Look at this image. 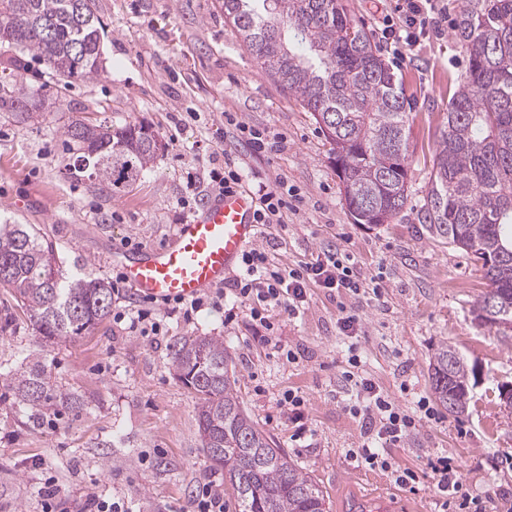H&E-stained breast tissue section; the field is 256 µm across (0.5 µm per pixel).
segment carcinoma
I'll list each match as a JSON object with an SVG mask.
<instances>
[{"label": "carcinoma", "mask_w": 512, "mask_h": 512, "mask_svg": "<svg viewBox=\"0 0 512 512\" xmlns=\"http://www.w3.org/2000/svg\"><path fill=\"white\" fill-rule=\"evenodd\" d=\"M224 17L243 45L310 112L333 144L343 198L354 223L390 224L408 199L406 99L346 0H224ZM467 69L448 103L424 204L429 237L472 256L485 292L472 310L496 303L482 326L512 321V0H462L453 24ZM103 26L95 0H0V40L22 47L68 81L99 75ZM10 105L25 121L44 107L10 73ZM78 152L75 171L118 196L161 147L145 124L73 119L64 130ZM0 288L49 339L80 336L112 310V288L91 273L68 275L30 224H0ZM174 377L198 400V435L238 512H328L312 475L257 425L231 381L221 336L173 343ZM17 404L83 406L51 382L44 365L5 374ZM433 396L448 414H467L475 368L443 343L431 356Z\"/></svg>", "instance_id": "1"}]
</instances>
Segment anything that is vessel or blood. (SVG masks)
Instances as JSON below:
<instances>
[{
	"label": "vessel or blood",
	"mask_w": 512,
	"mask_h": 512,
	"mask_svg": "<svg viewBox=\"0 0 512 512\" xmlns=\"http://www.w3.org/2000/svg\"><path fill=\"white\" fill-rule=\"evenodd\" d=\"M256 201L245 191L212 196L167 243L118 252L125 283L139 298L192 300L222 284L258 238Z\"/></svg>",
	"instance_id": "obj_1"
}]
</instances>
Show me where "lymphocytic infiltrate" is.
<instances>
[{
	"instance_id": "obj_1",
	"label": "lymphocytic infiltrate",
	"mask_w": 512,
	"mask_h": 512,
	"mask_svg": "<svg viewBox=\"0 0 512 512\" xmlns=\"http://www.w3.org/2000/svg\"><path fill=\"white\" fill-rule=\"evenodd\" d=\"M396 21H385L382 33L395 56L417 47L422 38L441 34L446 21L441 0H395ZM234 127L235 141L247 148L250 155L269 156L280 151L283 135L261 129L227 117ZM251 187L257 201L255 221L260 225L283 223L288 213L296 211L294 191L283 179L244 167L240 157L224 156L223 173H211L208 187L217 193H232ZM366 279L355 270L351 256L343 249L325 250L322 257L294 269H286L275 262L269 248L252 247L242 256L234 283L231 308L225 309V318H233L237 308L248 307L251 317L264 321L268 308L282 309L288 316H296L308 301L310 289L325 288L336 291L358 292L367 287ZM350 371L344 372L346 381L340 398L351 411L361 416L364 440L351 453L358 465L389 468L385 449L402 443L416 427V412L399 407L372 379L359 375V355L349 358ZM439 493L450 497L459 512H482L478 499L464 490L457 466L448 458L440 457L430 464Z\"/></svg>"
}]
</instances>
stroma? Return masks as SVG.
I'll use <instances>...</instances> for the list:
<instances>
[{
    "instance_id": "35a3bbf8",
    "label": "stroma",
    "mask_w": 512,
    "mask_h": 512,
    "mask_svg": "<svg viewBox=\"0 0 512 512\" xmlns=\"http://www.w3.org/2000/svg\"><path fill=\"white\" fill-rule=\"evenodd\" d=\"M103 24L99 77L66 82L20 47L0 41V70L52 101L19 122L0 110V224H32L52 243L68 273L111 280L113 252L167 242L197 212L190 181L207 183L224 165L218 131L226 116L284 135L281 152L247 158V166L287 180L302 203L285 225L263 227L274 257L294 268L330 246L353 254L378 293L311 291L299 315L273 310L277 346L249 313L225 322L205 308L193 320L165 321L158 336L127 332L106 318L71 339L43 338L25 316L0 333V512H34L53 479L67 512L83 494L129 500L135 512H195L197 486L223 484L204 452L197 400L177 381L170 348L188 336H220L230 347L236 388L259 427L315 477L329 512L354 496H388L411 512H441L428 466L445 456L485 512H512V414L498 405L497 386L512 382V341L475 324L469 312L483 292L468 255L429 238L420 207L432 181L433 157L447 122L448 100L467 65L452 32L422 42L395 61L379 30L391 0H348L350 13L377 39L403 88L407 110L409 197L393 223H354L342 198L332 146L311 113L284 92L249 54L224 18V0H95ZM109 118L158 130L165 148L118 196L69 173L74 156L63 129L75 118ZM360 317L357 336L341 335V309ZM475 365L469 414L442 407L422 419L404 445L387 449L391 470L357 465L351 449L362 422L336 394L350 351L371 378L405 409L431 397L429 362L440 343ZM295 360H287V352ZM42 359L58 387L85 400L32 418L16 404L2 372L22 357ZM304 399L300 415L284 411L285 390ZM416 473L396 483L394 470Z\"/></svg>"
}]
</instances>
